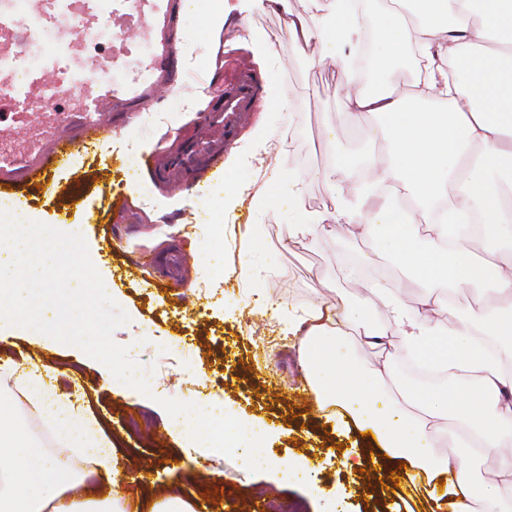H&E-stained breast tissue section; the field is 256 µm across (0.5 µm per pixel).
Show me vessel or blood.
<instances>
[{"label": "vessel or blood", "instance_id": "obj_1", "mask_svg": "<svg viewBox=\"0 0 512 512\" xmlns=\"http://www.w3.org/2000/svg\"><path fill=\"white\" fill-rule=\"evenodd\" d=\"M183 0H0V182L21 189L65 167L89 134L111 131L135 103L164 98L184 86L176 61ZM106 30V46L92 32ZM263 82L240 68L221 98L200 114L197 133L178 152L146 162L172 192L200 187L201 172L217 173L225 150L248 122Z\"/></svg>", "mask_w": 512, "mask_h": 512}]
</instances>
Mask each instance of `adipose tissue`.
I'll list each match as a JSON object with an SVG mask.
<instances>
[{"instance_id": "obj_1", "label": "adipose tissue", "mask_w": 512, "mask_h": 512, "mask_svg": "<svg viewBox=\"0 0 512 512\" xmlns=\"http://www.w3.org/2000/svg\"><path fill=\"white\" fill-rule=\"evenodd\" d=\"M308 15L288 21L311 63L331 59L342 76L346 119L374 121L381 152L344 149L323 171L334 209L307 212L301 179L289 173L300 243L325 231V219L358 225L371 240L368 263L398 258L418 272L419 301L370 281L355 306L336 312L315 303L288 314L298 360L325 408L371 431L393 461L440 484L451 512H512V0H401L362 28L356 0H310ZM369 34L375 79L355 65ZM413 51L417 94L392 87L397 62ZM447 201L440 222L422 223L423 204ZM485 232L457 233L471 216ZM467 292L469 304L454 300ZM387 320L373 324L372 312ZM457 322L440 325L442 310ZM365 336L383 359L364 363L350 340ZM414 356L439 365L462 387L407 384L394 361ZM56 434L62 452L39 448L9 411L0 412V512H131L129 502L90 483L118 479V464L98 424L68 397L50 401L43 373L0 365V378ZM494 456L479 472L476 457Z\"/></svg>"}]
</instances>
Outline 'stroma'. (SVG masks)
I'll use <instances>...</instances> for the list:
<instances>
[{
  "label": "stroma",
  "mask_w": 512,
  "mask_h": 512,
  "mask_svg": "<svg viewBox=\"0 0 512 512\" xmlns=\"http://www.w3.org/2000/svg\"><path fill=\"white\" fill-rule=\"evenodd\" d=\"M214 0H191L179 22L181 67L190 80L158 103L134 107L125 127L104 133L80 149L54 176L53 196L38 185L26 188V219L55 226L79 224L90 258L110 296L129 321L113 334L129 346L143 369L161 356L163 336L188 337L184 364L168 378L166 397L206 405L265 435L269 458L307 460L316 470L314 488L302 478L280 482L270 471H249L239 458L186 447L170 416L147 397L104 384L99 365L74 351L53 352L30 343L22 331L0 342V362L37 366L59 394L83 392L85 405L112 443L121 471L132 478L123 495L148 499L175 485L193 512H255L259 502L300 507L301 512H437L429 485L407 474L372 465L370 443L354 425L317 408L297 359L298 341L286 331L288 312L303 309L330 283L336 308L360 301L358 282L342 273L338 258L362 257L367 238L344 236L338 225L319 237L289 245L296 216L287 184H275L280 165L303 180L308 211L333 208L321 173L335 164L323 143L352 141L368 121L343 119L346 110L334 65L311 64L288 37L285 15L255 11L234 19L213 37L205 15ZM262 34L285 67L276 75L288 90L290 112L270 110L265 128L272 140L261 162L238 161L252 140L241 130L224 154L222 177L206 218L191 206V195L170 192L146 169L131 170L128 152L146 155L178 145L176 133L195 121L196 95L220 97L224 78L238 66L253 65L243 43ZM271 181L274 204L256 201L255 191ZM84 205L75 208L74 197ZM127 239V251L112 249ZM176 251L187 265L181 279L154 282L140 256ZM249 260L250 277L240 275ZM263 292L273 305L256 309ZM362 454V468L346 469L345 455Z\"/></svg>",
  "instance_id": "1"
}]
</instances>
